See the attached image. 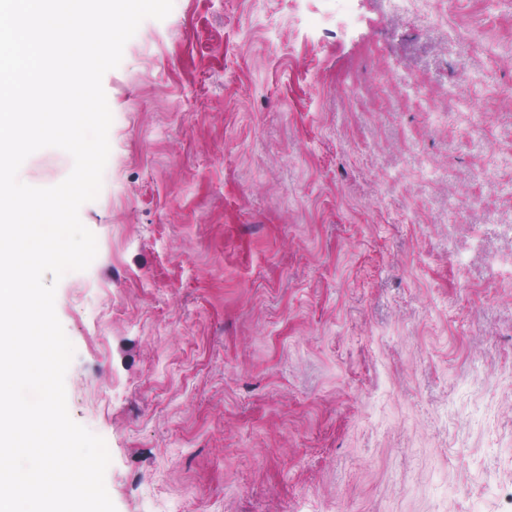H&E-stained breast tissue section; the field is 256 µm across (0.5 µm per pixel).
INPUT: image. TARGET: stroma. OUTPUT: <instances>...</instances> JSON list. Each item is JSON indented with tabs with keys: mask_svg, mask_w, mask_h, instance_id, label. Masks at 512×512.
I'll use <instances>...</instances> for the list:
<instances>
[{
	"mask_svg": "<svg viewBox=\"0 0 512 512\" xmlns=\"http://www.w3.org/2000/svg\"><path fill=\"white\" fill-rule=\"evenodd\" d=\"M319 6L174 0L103 77L110 154L79 211L97 256L55 310L116 512H512V281L448 265L476 230L512 251V197L474 177L512 152V0H356L355 28L313 31ZM460 21L496 56L472 61L480 138L448 92ZM423 154L440 181L383 190ZM72 168L44 148L19 178Z\"/></svg>",
	"mask_w": 512,
	"mask_h": 512,
	"instance_id": "1",
	"label": "stroma"
}]
</instances>
